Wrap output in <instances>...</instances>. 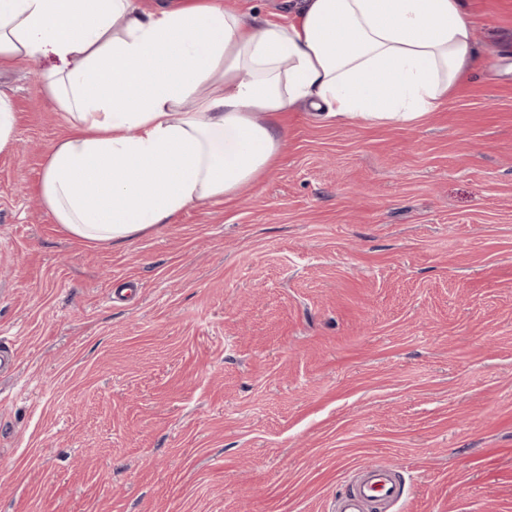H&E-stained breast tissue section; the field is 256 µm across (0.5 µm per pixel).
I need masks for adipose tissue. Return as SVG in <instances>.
Listing matches in <instances>:
<instances>
[{"label": "adipose tissue", "mask_w": 512, "mask_h": 512, "mask_svg": "<svg viewBox=\"0 0 512 512\" xmlns=\"http://www.w3.org/2000/svg\"><path fill=\"white\" fill-rule=\"evenodd\" d=\"M60 57L39 84L69 132L40 196L75 239L129 243L269 168L302 104L409 122L478 64L463 0H302L258 23L225 0H0V68Z\"/></svg>", "instance_id": "ef3b65f1"}]
</instances>
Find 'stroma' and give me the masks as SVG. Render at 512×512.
Wrapping results in <instances>:
<instances>
[{
	"instance_id": "35a3bbf8",
	"label": "stroma",
	"mask_w": 512,
	"mask_h": 512,
	"mask_svg": "<svg viewBox=\"0 0 512 512\" xmlns=\"http://www.w3.org/2000/svg\"><path fill=\"white\" fill-rule=\"evenodd\" d=\"M481 68L408 123L284 118L238 195L128 244L39 194L68 127L0 70V512H512V0H466ZM15 110L12 98L0 93V151L9 149L14 141ZM402 497L398 472L387 466L368 465L360 479L336 502V512H382Z\"/></svg>"
}]
</instances>
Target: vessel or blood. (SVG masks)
<instances>
[{"instance_id": "obj_1", "label": "vessel or blood", "mask_w": 512, "mask_h": 512, "mask_svg": "<svg viewBox=\"0 0 512 512\" xmlns=\"http://www.w3.org/2000/svg\"><path fill=\"white\" fill-rule=\"evenodd\" d=\"M402 497L397 471L387 466H366L360 479L338 499L336 512H382Z\"/></svg>"}]
</instances>
